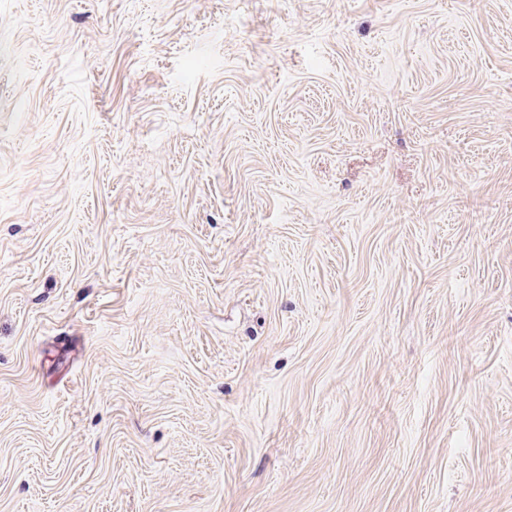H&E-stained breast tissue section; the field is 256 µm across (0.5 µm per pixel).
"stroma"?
Wrapping results in <instances>:
<instances>
[{"instance_id": "obj_1", "label": "stroma", "mask_w": 512, "mask_h": 512, "mask_svg": "<svg viewBox=\"0 0 512 512\" xmlns=\"http://www.w3.org/2000/svg\"><path fill=\"white\" fill-rule=\"evenodd\" d=\"M0 512H512V0H0Z\"/></svg>"}]
</instances>
